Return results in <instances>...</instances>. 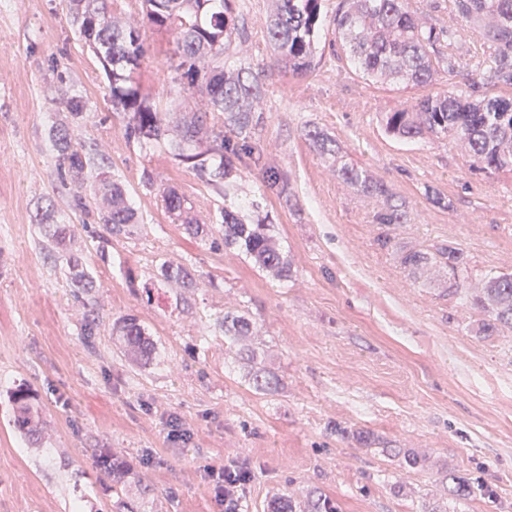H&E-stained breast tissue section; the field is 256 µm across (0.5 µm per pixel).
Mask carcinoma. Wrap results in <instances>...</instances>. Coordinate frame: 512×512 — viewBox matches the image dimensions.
<instances>
[{
  "label": "carcinoma",
  "mask_w": 512,
  "mask_h": 512,
  "mask_svg": "<svg viewBox=\"0 0 512 512\" xmlns=\"http://www.w3.org/2000/svg\"><path fill=\"white\" fill-rule=\"evenodd\" d=\"M232 0H141L142 19L151 26L175 31L174 54L180 58V78L187 79L203 111L184 110L178 133L171 136L166 113L145 104L132 73L145 56L139 23L112 10V0H72L74 22L82 40L94 46L102 59L111 85L112 107L131 114L126 137L147 146H164L180 163L228 198L239 192L236 163L247 151L248 139L259 125L256 116L261 91L257 76L243 67L228 65L224 53L236 31ZM323 0H276V11L264 22L266 36L277 50L274 64L294 74L310 71L316 65L319 20ZM412 0H341L333 26L336 31V57L345 58L354 71L372 79L387 78L402 90L425 87L443 71L456 72L460 61L455 53L464 29H478L488 46V57L469 84L470 97L452 91L444 95H422L382 119L385 131L399 139L426 137L464 143L480 169L490 172L512 171V98L487 96L482 91L499 85L512 88V0H448V14L463 23L457 28L436 25L411 7ZM67 123L50 129L56 150V166L61 176L78 187L92 179L94 191L87 196L72 195L71 206L94 216L100 230L93 236L102 244L136 223L124 184L93 169L105 155L87 151L84 142L74 137V128L86 120L82 97H66ZM337 174L353 188L384 198L375 214L380 227L404 224L408 212L403 204L389 198L384 185L372 181L359 168L343 165ZM267 188L281 195L288 184L274 170L265 171ZM169 218L182 224L184 232L197 237L201 225L188 216L184 200L169 190L163 195ZM45 235L49 247L70 245L74 238L69 224H48ZM210 246L233 250L265 270L291 274L290 261L277 242L271 225L250 224L239 207H224V224L211 236ZM401 265L412 276L435 269L448 279V294L462 295L483 314L477 333L497 336L512 328V273H489L483 287L469 293L465 284L467 259L462 248L441 245L402 254ZM73 296L83 301L84 335L93 336L99 323L96 304L89 299L94 281L83 270L78 258L69 259ZM157 276L183 288L196 287L194 274L186 267L162 262ZM232 344L252 334L251 320L237 310H227L215 322ZM112 332L122 337L141 366L155 359V345L133 315H122L112 322ZM242 359L253 364L252 386L268 392L280 384L278 376L254 365L257 356L247 349ZM14 405L13 427L21 435L35 438L39 410L32 404V393L24 385L11 392ZM93 464L117 483L126 471L120 469L109 451L93 455ZM472 491L461 476L448 475V494L465 497Z\"/></svg>",
  "instance_id": "cac0c4a2"
}]
</instances>
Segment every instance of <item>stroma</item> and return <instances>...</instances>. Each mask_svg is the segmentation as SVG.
Masks as SVG:
<instances>
[{
    "instance_id": "35a3bbf8",
    "label": "stroma",
    "mask_w": 512,
    "mask_h": 512,
    "mask_svg": "<svg viewBox=\"0 0 512 512\" xmlns=\"http://www.w3.org/2000/svg\"><path fill=\"white\" fill-rule=\"evenodd\" d=\"M338 2H324L315 70L295 75L271 62L263 28L271 0H232L236 60L263 90V159L241 166L240 193L292 263L283 281L211 248L223 195L166 149L126 139L129 115L113 111L69 0H0V512H224L206 474L224 464L250 474L244 512H269L282 496L293 512H312L320 495L339 512H422L432 502L440 512H512V331L477 336V311L449 294L443 277L413 278L399 260L413 247L457 244L470 279L512 272V173L474 170L449 140L388 136L382 116L412 94L337 59ZM142 36L147 54L134 79L147 105L172 114L191 104L175 81L173 34L148 26ZM481 45L467 34L457 50L463 69L440 74L427 93L467 92ZM61 89L83 96L91 121L77 134L105 154L137 210V224L102 252L56 169L49 130L66 116ZM314 128L336 142L337 159L306 138ZM340 164L405 202L409 220L389 228L388 247L377 244L373 221L382 198L339 178ZM266 169L287 177V195L266 189ZM167 188L187 200L203 237L172 223L161 201ZM43 214L77 226L70 253L43 248ZM72 254L97 285L93 336L82 333ZM162 262L195 270L198 288L187 294L158 280ZM234 307L253 323L243 346L281 379L275 392L250 386L249 364L214 326ZM125 314L146 327L160 364L135 367L123 356L111 328ZM22 384L42 409L34 445L6 422L9 393ZM175 417L189 442L169 439ZM360 430L373 433L372 445L353 439ZM99 448L130 470L120 492L91 466ZM407 450L419 467L405 466ZM451 473L480 480L482 490L450 498Z\"/></svg>"
}]
</instances>
